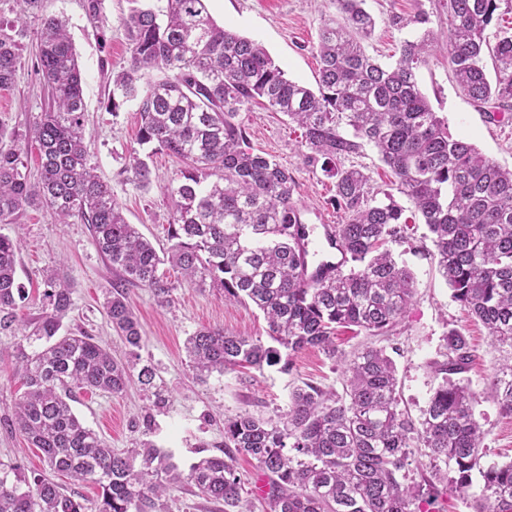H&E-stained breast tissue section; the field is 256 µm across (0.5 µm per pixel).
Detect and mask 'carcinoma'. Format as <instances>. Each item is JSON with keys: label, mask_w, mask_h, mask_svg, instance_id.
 Wrapping results in <instances>:
<instances>
[{"label": "carcinoma", "mask_w": 512, "mask_h": 512, "mask_svg": "<svg viewBox=\"0 0 512 512\" xmlns=\"http://www.w3.org/2000/svg\"><path fill=\"white\" fill-rule=\"evenodd\" d=\"M122 18L129 60L112 74L106 107L137 103L139 145L151 148L130 165V180L151 183L147 158L156 151L185 161L163 192L171 201L168 239L161 257L128 223L111 186L88 164L84 141L83 78L65 23L39 14L40 0H15L14 20L0 18V89L14 86L22 43L16 27L39 22L38 73L48 108L23 134L0 126V223L12 224L30 207H46L62 224L89 226L101 255L120 282L103 303L112 327L140 359L143 336L123 285L144 286L168 304L175 285L159 274L165 262L191 286H209L230 302L262 312L272 344L203 328L186 340L196 377L238 367L293 369V357L318 349L336 358L339 326L384 336L406 311L415 277L386 245L406 238L408 218L390 193L371 191L360 169L341 160L369 146L390 168L399 193L423 218L433 258L452 297L487 329L491 340L512 348V170L481 155L422 94L418 70L427 62L434 33L421 8L393 14L398 29L420 36L401 44L382 65L362 42L376 29L364 0H334L338 21H324L318 35V91L286 77L265 49L217 24L208 0H163L153 8L130 0ZM448 64L466 95L490 118L512 111V28L488 29L512 13V0H446ZM491 57L495 81L486 75ZM164 78L142 85L152 72ZM262 102L302 130L307 161L335 179L336 205L344 214L337 239L351 262L340 274L304 279L299 238L287 227L302 223L293 201L296 179L273 157L254 152L238 117ZM35 144L40 176L30 180L26 150ZM17 244L0 234V325L13 322L17 300ZM51 311L22 325L17 363L25 391L9 427L42 451L48 472L0 474V512H85L54 480L60 475L97 486V512H153L155 498L171 484L195 486L224 512H247L233 460L245 455L268 478L269 512H421L442 495H467L480 476L474 512H512V462L483 466L484 430L473 413L475 396L457 375L471 361L470 342L448 331L446 360L435 363L441 382L420 421L401 408L394 360L383 348L366 347L345 360L343 392L306 383L291 392L276 422L240 412L224 421V456L203 457L184 473L151 441L118 452L74 413V390L120 394L133 382L154 389L156 372L137 375L86 334H63L72 309L71 288L49 279ZM40 342L29 352L25 344ZM489 396L512 416V359L490 385ZM428 449L431 475L409 479L414 443Z\"/></svg>", "instance_id": "cac0c4a2"}]
</instances>
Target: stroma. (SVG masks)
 Listing matches in <instances>:
<instances>
[{
  "label": "stroma",
  "instance_id": "1",
  "mask_svg": "<svg viewBox=\"0 0 512 512\" xmlns=\"http://www.w3.org/2000/svg\"><path fill=\"white\" fill-rule=\"evenodd\" d=\"M420 7L428 11L435 35L427 62L418 71L422 93L439 117L447 120L453 136L468 140L491 160L512 168V119H487L456 83L448 66V13L440 0H365L366 10L377 21L374 36L363 44L366 53L381 64L393 63L401 42L415 39L417 32L392 28L387 18ZM128 8V0H103L106 27L102 30L89 21L82 0H42L41 12L66 21L78 56L90 164L111 186L112 197L128 223L136 225L160 250L168 245L171 212V202L161 187L182 164L166 153L155 154L149 161L150 185L142 188L131 182L128 169L139 150L136 104L126 102L114 112L104 105L108 75L126 66L129 58L121 25ZM208 9L218 24L262 44L289 79L315 86L319 30L325 19L336 15L330 0H209ZM22 42L16 83L0 89V125L19 132L47 104L37 72L35 34H27ZM239 119L256 152L273 156L293 171L297 180L293 200L303 223H341L334 181L324 175L320 164L307 162L300 128L282 114L259 107L241 113ZM403 207L411 221L408 237L392 244L391 250L398 262L412 270L415 297L390 335L342 329L336 347L345 354L368 345L394 351L402 404L417 420L439 383L433 364L445 358L444 338L449 329L460 330L473 350L463 379L477 395L474 415L487 432L483 461H512V417L503 416L487 395L499 364L512 356V348L492 344L483 324L453 299L432 257L434 246L426 225L411 202H404ZM0 234L18 242L16 279L27 295L15 311L16 323L0 328V470L28 473L45 469L43 455L4 422L12 417L23 392L16 364V346L21 340L18 323L37 321L48 312L47 274L57 272L72 290L74 309L64 322L65 331L95 337L122 361L128 360L129 348L105 318L102 304L116 274L99 253L87 225L61 224L47 209L29 208L19 214L16 223L0 224ZM167 275L177 283L168 306H160L150 289L131 286L126 290L142 326L141 360L155 366L167 405L150 408L145 391L136 383L120 394L83 390L73 394L75 414L110 448L124 451L149 440L172 453L174 463L185 471L199 458L221 455L226 417L244 410L276 417L287 409L293 388L304 382L323 389L342 387V363L316 350L295 356L288 373L275 367L239 369L203 383L196 381L184 347L188 336L204 327L220 326L228 334L262 338L267 324L253 305L229 302L211 288L181 283L175 270H168Z\"/></svg>",
  "mask_w": 512,
  "mask_h": 512
}]
</instances>
